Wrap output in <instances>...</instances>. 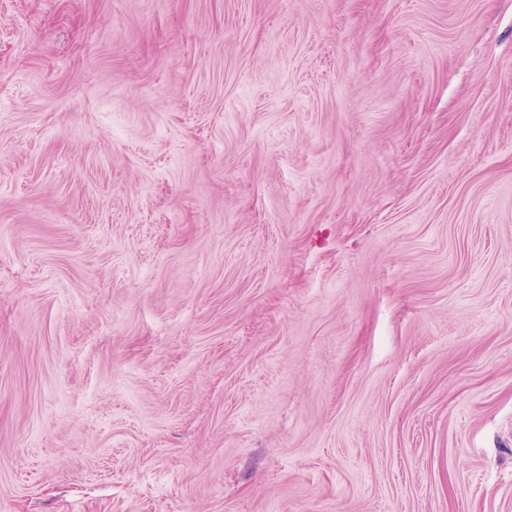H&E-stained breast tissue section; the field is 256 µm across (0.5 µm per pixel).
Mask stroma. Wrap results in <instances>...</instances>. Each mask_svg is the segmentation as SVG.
<instances>
[{"mask_svg":"<svg viewBox=\"0 0 512 512\" xmlns=\"http://www.w3.org/2000/svg\"><path fill=\"white\" fill-rule=\"evenodd\" d=\"M0 512H512V0H0Z\"/></svg>","mask_w":512,"mask_h":512,"instance_id":"35a3bbf8","label":"stroma"}]
</instances>
